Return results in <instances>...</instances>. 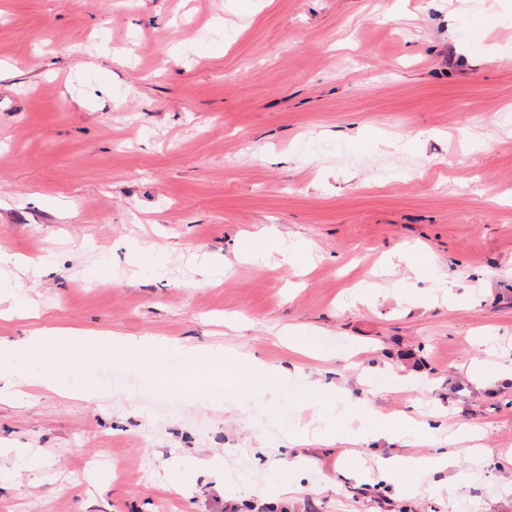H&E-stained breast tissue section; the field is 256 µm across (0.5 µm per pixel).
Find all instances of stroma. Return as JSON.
I'll return each instance as SVG.
<instances>
[{"mask_svg":"<svg viewBox=\"0 0 512 512\" xmlns=\"http://www.w3.org/2000/svg\"><path fill=\"white\" fill-rule=\"evenodd\" d=\"M61 328L31 369L64 391L0 377V512H512V0H0V359ZM112 332L382 381L186 397L92 363ZM376 412L430 431L361 439ZM452 464V453L445 452L434 458L410 460L407 458L393 457L380 463L379 471L383 480H394L396 473L409 471L416 476H422L431 467L448 468Z\"/></svg>","mask_w":512,"mask_h":512,"instance_id":"1","label":"stroma"}]
</instances>
